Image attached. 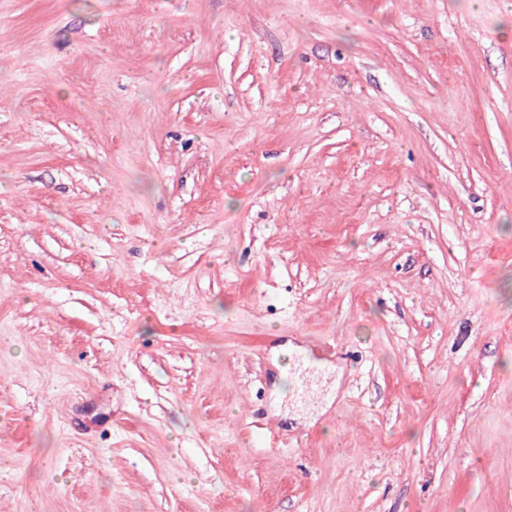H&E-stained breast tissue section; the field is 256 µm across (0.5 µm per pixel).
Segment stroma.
Returning <instances> with one entry per match:
<instances>
[{"label": "stroma", "instance_id": "obj_1", "mask_svg": "<svg viewBox=\"0 0 512 512\" xmlns=\"http://www.w3.org/2000/svg\"><path fill=\"white\" fill-rule=\"evenodd\" d=\"M3 464L0 512H512V0H0Z\"/></svg>", "mask_w": 512, "mask_h": 512}]
</instances>
